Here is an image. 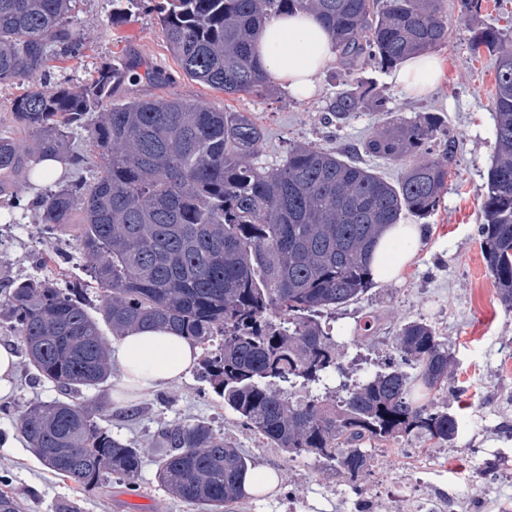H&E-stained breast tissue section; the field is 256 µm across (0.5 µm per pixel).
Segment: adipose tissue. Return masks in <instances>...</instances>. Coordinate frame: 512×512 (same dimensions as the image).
I'll use <instances>...</instances> for the list:
<instances>
[{"instance_id":"obj_1","label":"adipose tissue","mask_w":512,"mask_h":512,"mask_svg":"<svg viewBox=\"0 0 512 512\" xmlns=\"http://www.w3.org/2000/svg\"><path fill=\"white\" fill-rule=\"evenodd\" d=\"M255 52L261 67L297 100L315 93L322 71L336 51L329 31L312 14L296 12L269 17L259 32ZM438 57L424 53L407 59L395 80L406 89L425 94L442 77ZM424 228L419 224H397L381 234L371 259L376 280L389 283L400 278L419 250ZM119 378L112 397L149 395L179 384L197 363L200 352L190 339L173 332L131 330L113 339Z\"/></svg>"}]
</instances>
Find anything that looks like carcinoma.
<instances>
[{
    "label": "carcinoma",
    "mask_w": 512,
    "mask_h": 512,
    "mask_svg": "<svg viewBox=\"0 0 512 512\" xmlns=\"http://www.w3.org/2000/svg\"><path fill=\"white\" fill-rule=\"evenodd\" d=\"M442 0H128L156 12L183 74L228 95L274 94L254 45L264 19L294 10L314 14L332 33L339 64L366 57L392 69L448 40ZM76 0H0V85L42 73L15 97V123L31 143L0 134V184L23 168L61 155L69 136L85 134L68 155L86 176L62 174L34 198L16 193L9 207L34 210L48 231L76 226L90 263L102 317L121 336L164 328L204 348L202 374L224 407L292 457L313 456L354 481L370 467L362 448L412 433L455 438L456 418L411 398V374L428 389L448 379L450 353L434 329L411 321L398 334V360L355 383L337 404L312 387L342 372L323 314L356 301L373 285L371 252L382 229L406 213L432 214L447 190L456 141L443 116L389 115L384 94L358 85L330 103L336 127L368 109L379 129L369 154L404 163L392 184L370 168L318 146H294L277 167L252 163L264 128L249 112L219 110L177 95L112 98L142 62L105 64L80 85L44 72L57 44L67 57L85 44L67 26ZM495 56L496 162L483 193L481 250L502 303L512 308V40L493 27L471 38ZM443 139L445 159L413 163ZM79 224H74L75 216ZM88 285L55 278L13 284L8 318L41 379L78 393L112 373L109 342L86 305ZM98 410L74 401L30 406L18 431L42 463L70 482L96 488L131 481L145 452L112 436ZM166 454L158 482L201 512H222L241 493L249 459L224 445L206 421L173 423L159 435Z\"/></svg>",
    "instance_id": "obj_1"
}]
</instances>
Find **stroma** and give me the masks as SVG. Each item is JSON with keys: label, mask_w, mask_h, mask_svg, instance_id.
<instances>
[{"label": "stroma", "mask_w": 512, "mask_h": 512, "mask_svg": "<svg viewBox=\"0 0 512 512\" xmlns=\"http://www.w3.org/2000/svg\"><path fill=\"white\" fill-rule=\"evenodd\" d=\"M116 0H77L67 25L86 43L82 56L49 59L59 80L82 83L106 62L137 56L165 70L166 85L140 79L129 93L139 98L172 94L217 109L252 113L266 137L258 154L263 166L285 160L290 147L314 144L341 153L395 181L399 162L366 154L364 141L377 129L374 113H358L343 129L326 122L336 93L349 85L373 83L383 89L397 117L427 112L445 116L457 153L448 189L437 209L422 222L426 233L414 262L400 281L374 283L357 301L337 308L329 320L338 353L350 380L384 368L396 354L400 328L425 321L453 356L448 379L435 390L415 383L414 398L435 403L454 415V440L411 436L368 444L369 470L358 481L311 457H289L271 447L229 409L210 384L192 369L181 383L123 406L112 399L113 382L84 390L87 403L101 411L98 423L112 434L147 449L134 482L112 480L84 492L50 471L18 433L15 422L28 406L62 399L60 389L37 378L20 336L0 317V344L13 348L17 376L11 393L0 399V474L26 512H199L162 489L155 477L162 451L157 433L165 424L205 420L223 433L252 466L276 469L280 493L272 499L238 498L224 512H512V311L501 304L480 249L478 226L488 171L494 158V61L488 51L473 53L476 28L491 26L512 36V0H483L477 15L463 12L459 0H443L448 40L435 49L444 64L436 89L414 95L370 61L346 71L331 63L317 92L299 101L287 91L273 98L229 96L184 76L167 48L156 15L126 9L113 21ZM88 262L68 235L47 237L34 212H15L0 223V301L16 281L64 274L87 276Z\"/></svg>", "instance_id": "35a3bbf8"}]
</instances>
